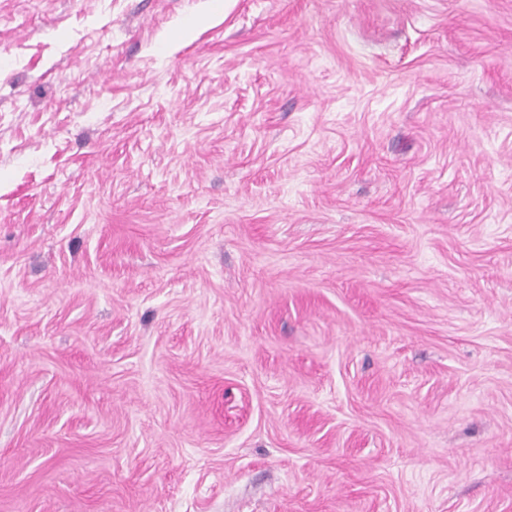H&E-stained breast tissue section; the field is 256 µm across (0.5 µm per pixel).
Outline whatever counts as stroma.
Masks as SVG:
<instances>
[{
	"label": "stroma",
	"instance_id": "1",
	"mask_svg": "<svg viewBox=\"0 0 512 512\" xmlns=\"http://www.w3.org/2000/svg\"><path fill=\"white\" fill-rule=\"evenodd\" d=\"M0 512H512V0H0Z\"/></svg>",
	"mask_w": 512,
	"mask_h": 512
}]
</instances>
